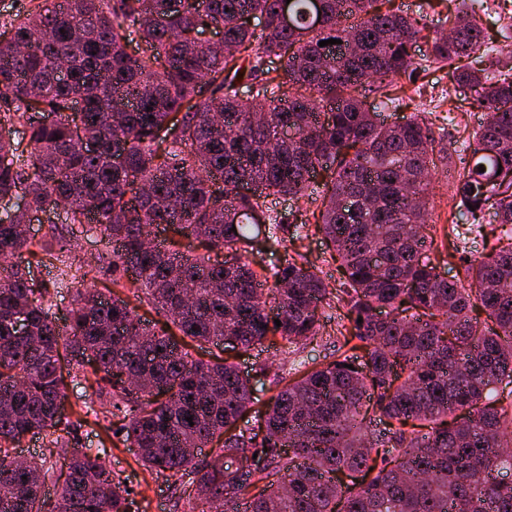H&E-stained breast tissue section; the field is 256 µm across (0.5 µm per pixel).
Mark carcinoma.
I'll return each instance as SVG.
<instances>
[{"label": "carcinoma", "instance_id": "carcinoma-1", "mask_svg": "<svg viewBox=\"0 0 512 512\" xmlns=\"http://www.w3.org/2000/svg\"><path fill=\"white\" fill-rule=\"evenodd\" d=\"M390 2L29 0L0 19V258H14L0 264V512H45L55 470L16 456L29 434L67 460L52 512H134L101 455L71 446L65 357L91 368L87 410L122 415L143 465L187 478L201 512H512V482L498 479L512 470V405L489 399L512 383V247L475 260L466 286L437 272L423 232L435 137L425 120L387 124L364 101L418 69L423 26ZM445 22L423 61L454 67L485 112L455 194L511 225L512 179L496 177L512 175V76L486 82L494 60L473 4ZM209 26L223 48L198 38ZM328 39L341 43L319 46ZM317 173L316 228L340 262L339 290L297 249L268 277L251 258L249 227L287 242L271 199L306 196ZM59 201L68 223L112 245L93 263L131 294L78 288L63 327L19 262L54 256L56 226L36 244L19 226ZM160 225L191 253L146 245ZM337 293L336 359L294 365L301 377L256 429H237L253 410L249 376L194 358L136 314L151 307L200 348L286 356L317 338ZM216 442L217 460L202 459Z\"/></svg>", "mask_w": 512, "mask_h": 512}]
</instances>
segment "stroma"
I'll return each instance as SVG.
<instances>
[{
    "mask_svg": "<svg viewBox=\"0 0 512 512\" xmlns=\"http://www.w3.org/2000/svg\"><path fill=\"white\" fill-rule=\"evenodd\" d=\"M479 2L485 11L491 46L500 61L499 70L507 72L512 67V39H504L502 33L505 27H512V0ZM395 84L403 89L397 105L381 107L379 98L371 92L367 93L365 102L368 107H380L382 118L390 123H400L416 115L425 117L435 138L447 147L448 158L439 163L432 178V190L426 198L428 220L425 232L437 237L445 234L449 239L458 240L462 250L453 265L444 268L443 274L448 278L464 277L467 261L487 254L491 247L512 245V226L502 227L489 210L485 211L481 226H474L470 215L459 211L452 199L453 185L462 167L463 132L478 128L484 114L469 107L466 101L468 91L458 86L452 68L421 70L415 77L397 78ZM53 223L58 224L61 236L68 243V250L61 253L53 264L38 268L37 274L53 285L51 297L57 317H66L74 290L83 280L104 295L126 297V290L113 287L108 270L100 268L81 274V266L104 253L105 245L100 236L87 231L85 225L65 223L63 211L50 210L40 214L38 220L30 225V237L41 238ZM339 314V308H324L323 327L318 338L302 351L308 365L335 359ZM63 375L67 382L66 412L74 423L73 442L76 448L91 453L106 449L108 467L126 477L139 512H189L191 504L174 478L145 470L136 460V449L126 444L122 437L106 433L102 422L94 415L83 414L82 408L91 400L93 390L90 379L84 377L81 369L67 366Z\"/></svg>",
    "mask_w": 512,
    "mask_h": 512,
    "instance_id": "35a3bbf8",
    "label": "stroma"
}]
</instances>
